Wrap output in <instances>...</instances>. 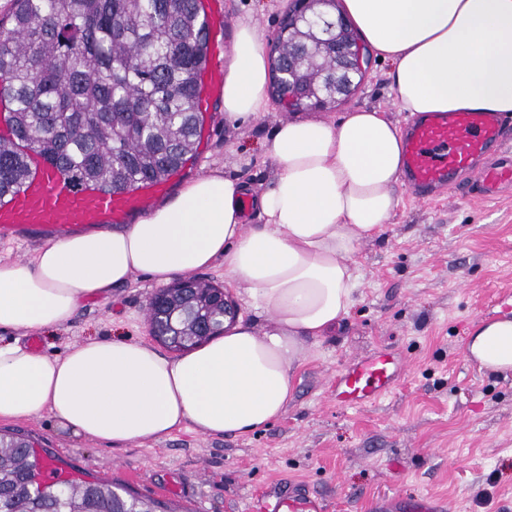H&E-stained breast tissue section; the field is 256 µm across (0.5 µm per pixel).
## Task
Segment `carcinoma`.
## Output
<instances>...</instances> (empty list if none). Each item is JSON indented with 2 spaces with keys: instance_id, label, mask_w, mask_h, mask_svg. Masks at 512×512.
I'll list each match as a JSON object with an SVG mask.
<instances>
[{
  "instance_id": "obj_1",
  "label": "carcinoma",
  "mask_w": 512,
  "mask_h": 512,
  "mask_svg": "<svg viewBox=\"0 0 512 512\" xmlns=\"http://www.w3.org/2000/svg\"><path fill=\"white\" fill-rule=\"evenodd\" d=\"M303 26H280L278 55L315 91L340 104L335 65ZM207 61L197 0H12L0 18V97L14 101L15 139H0V191L25 184L28 148L60 165L76 185L107 191L168 180L194 156L198 75ZM195 288H165L149 301L155 339L175 351L224 332V289L189 276ZM46 457L19 432L0 433V512H178L95 477L41 479Z\"/></svg>"
}]
</instances>
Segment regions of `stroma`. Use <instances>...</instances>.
Wrapping results in <instances>:
<instances>
[{
    "label": "stroma",
    "instance_id": "stroma-1",
    "mask_svg": "<svg viewBox=\"0 0 512 512\" xmlns=\"http://www.w3.org/2000/svg\"><path fill=\"white\" fill-rule=\"evenodd\" d=\"M293 6L224 0L230 23L255 20L267 43ZM388 71L370 57L355 93L323 118L375 108L406 127ZM291 118L274 102L262 116L231 120L214 102L197 158L171 177V189L214 168L264 189L276 172L264 142ZM396 194L385 232L353 257L361 275L355 307L331 336L305 343L288 409L270 427L245 438L184 428L116 447L73 437L49 415L0 429L27 433L52 459L188 512H244L297 484L326 512H373L391 496H428L444 512H512V372H489L462 356L477 323L512 316L511 306L496 303L512 295V188L490 201L452 192L418 203L403 184ZM156 290L134 275L108 299L85 303L67 325L37 331L39 352L60 356L91 337L149 339L146 307ZM381 349L404 360L403 380L373 405L337 404L336 372Z\"/></svg>",
    "mask_w": 512,
    "mask_h": 512
}]
</instances>
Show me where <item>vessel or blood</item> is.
<instances>
[{
  "mask_svg": "<svg viewBox=\"0 0 512 512\" xmlns=\"http://www.w3.org/2000/svg\"><path fill=\"white\" fill-rule=\"evenodd\" d=\"M205 23L209 61L199 77L197 110L208 113L222 97L220 49L227 44L224 0H198ZM512 127L498 112H451L416 118L405 131L404 178L415 200L439 197L447 187L485 198L512 186ZM25 160L33 173L30 184L0 197V237L37 236L61 239L87 229H102L146 212L169 189L168 182L143 180L132 189L106 192L93 185H73L33 151ZM392 357L381 354L349 362L336 373L339 398L359 407L388 395L396 384ZM390 512H441L429 497L389 498ZM261 512H323L324 507L301 487H292Z\"/></svg>",
  "mask_w": 512,
  "mask_h": 512,
  "instance_id": "b4317fda",
  "label": "vessel or blood"
}]
</instances>
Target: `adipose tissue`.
Segmentation results:
<instances>
[{"label":"adipose tissue","mask_w":512,"mask_h":512,"mask_svg":"<svg viewBox=\"0 0 512 512\" xmlns=\"http://www.w3.org/2000/svg\"><path fill=\"white\" fill-rule=\"evenodd\" d=\"M367 47L391 64L395 103L414 116L512 114V0H343ZM270 65L256 22H239L224 66V115L267 112ZM277 167L247 223L245 184L223 170L191 179L136 223L45 242L0 262V328L54 329L137 273L155 284L223 264L228 284L268 319L236 318L174 357L125 336L90 338L51 357L0 344V421L48 414L77 438L122 445L185 426L243 437L288 407L303 344L330 335L356 303L360 245L399 205L400 128L376 109L279 123ZM480 368L512 371V319L481 322L464 346Z\"/></svg>","instance_id":"adipose-tissue-1"}]
</instances>
